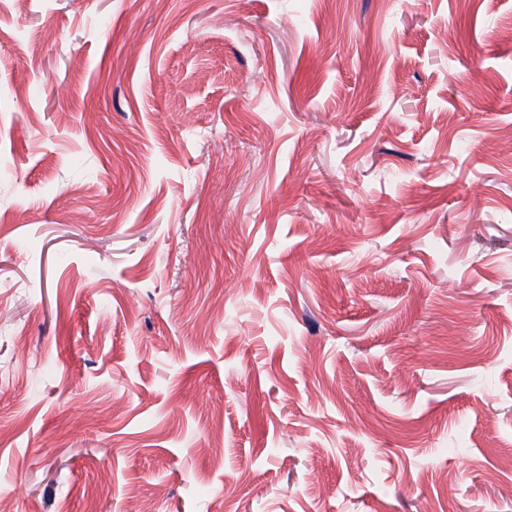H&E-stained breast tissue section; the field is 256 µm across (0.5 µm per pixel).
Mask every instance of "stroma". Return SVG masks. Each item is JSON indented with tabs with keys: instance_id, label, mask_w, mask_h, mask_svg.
Listing matches in <instances>:
<instances>
[{
	"instance_id": "obj_1",
	"label": "stroma",
	"mask_w": 512,
	"mask_h": 512,
	"mask_svg": "<svg viewBox=\"0 0 512 512\" xmlns=\"http://www.w3.org/2000/svg\"><path fill=\"white\" fill-rule=\"evenodd\" d=\"M12 512H512V0H0Z\"/></svg>"
}]
</instances>
